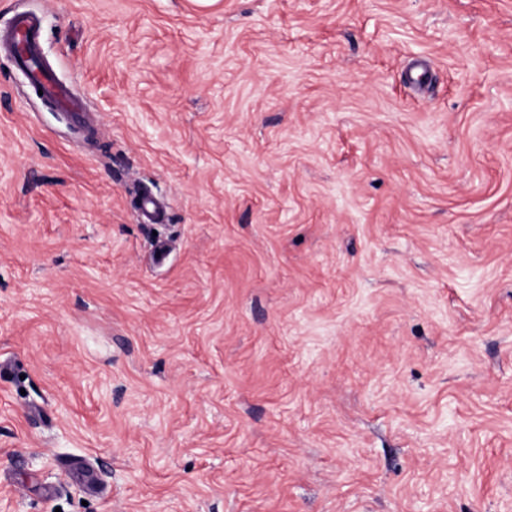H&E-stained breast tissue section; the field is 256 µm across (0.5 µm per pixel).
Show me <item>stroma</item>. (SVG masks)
<instances>
[{"label": "stroma", "mask_w": 512, "mask_h": 512, "mask_svg": "<svg viewBox=\"0 0 512 512\" xmlns=\"http://www.w3.org/2000/svg\"><path fill=\"white\" fill-rule=\"evenodd\" d=\"M20 12L0 512H512V0ZM40 24L30 15L14 16L12 22L0 34V45L11 55L15 66L29 73L34 88L52 98L66 111L75 113L78 120L84 116L82 100L72 90L60 83L40 66Z\"/></svg>", "instance_id": "35a3bbf8"}]
</instances>
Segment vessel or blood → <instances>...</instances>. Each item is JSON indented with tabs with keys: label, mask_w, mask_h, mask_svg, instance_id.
Instances as JSON below:
<instances>
[{
	"label": "vessel or blood",
	"mask_w": 512,
	"mask_h": 512,
	"mask_svg": "<svg viewBox=\"0 0 512 512\" xmlns=\"http://www.w3.org/2000/svg\"><path fill=\"white\" fill-rule=\"evenodd\" d=\"M40 24L32 16H14L12 22L0 31V48L8 51L17 68L29 74L31 84L41 90L44 96L52 98L66 111L83 118L82 100L72 90L60 83L40 66L39 53Z\"/></svg>",
	"instance_id": "vessel-or-blood-1"
}]
</instances>
